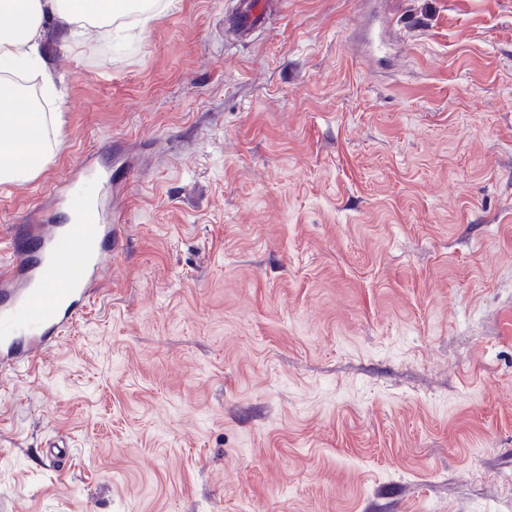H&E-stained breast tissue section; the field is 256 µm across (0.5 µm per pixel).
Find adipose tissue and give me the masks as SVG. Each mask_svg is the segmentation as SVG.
<instances>
[{
    "label": "adipose tissue",
    "mask_w": 512,
    "mask_h": 512,
    "mask_svg": "<svg viewBox=\"0 0 512 512\" xmlns=\"http://www.w3.org/2000/svg\"><path fill=\"white\" fill-rule=\"evenodd\" d=\"M165 0H0V74L36 72L53 85L44 31L54 27L65 46L97 37L111 40L114 23L137 12L140 23L158 17ZM61 123L55 113L25 101L23 93L0 83V185L31 181L54 155Z\"/></svg>",
    "instance_id": "ef3b65f1"
}]
</instances>
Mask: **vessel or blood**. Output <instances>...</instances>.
I'll use <instances>...</instances> for the list:
<instances>
[{"instance_id":"1","label":"vessel or blood","mask_w":512,"mask_h":512,"mask_svg":"<svg viewBox=\"0 0 512 512\" xmlns=\"http://www.w3.org/2000/svg\"><path fill=\"white\" fill-rule=\"evenodd\" d=\"M57 197L77 223L34 226L26 249L0 271V367L31 366L73 325L108 273L105 254L123 238L98 205L63 190Z\"/></svg>"}]
</instances>
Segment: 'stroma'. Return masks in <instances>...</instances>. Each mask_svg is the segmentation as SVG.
<instances>
[{
    "label": "stroma",
    "instance_id": "1",
    "mask_svg": "<svg viewBox=\"0 0 512 512\" xmlns=\"http://www.w3.org/2000/svg\"><path fill=\"white\" fill-rule=\"evenodd\" d=\"M236 7L54 48L0 264L89 156L126 241L0 369V512H512V0Z\"/></svg>",
    "mask_w": 512,
    "mask_h": 512
}]
</instances>
